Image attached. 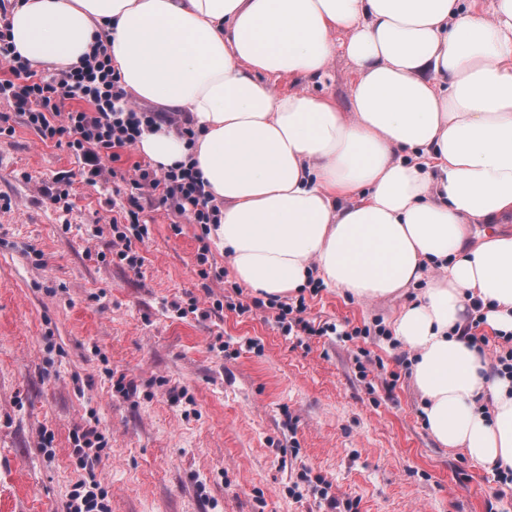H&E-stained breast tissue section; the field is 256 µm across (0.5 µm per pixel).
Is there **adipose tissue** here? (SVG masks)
<instances>
[{
    "label": "adipose tissue",
    "instance_id": "1",
    "mask_svg": "<svg viewBox=\"0 0 512 512\" xmlns=\"http://www.w3.org/2000/svg\"><path fill=\"white\" fill-rule=\"evenodd\" d=\"M7 23L32 69L100 39L132 100L184 112L194 142L163 126L136 148L160 171L195 162L242 285L403 299L393 333L429 433L512 468V376L456 333L477 300L512 333V234L485 229L512 212V0H18ZM339 54L349 110L276 90Z\"/></svg>",
    "mask_w": 512,
    "mask_h": 512
}]
</instances>
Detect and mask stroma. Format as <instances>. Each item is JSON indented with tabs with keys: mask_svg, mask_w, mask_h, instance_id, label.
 Instances as JSON below:
<instances>
[{
	"mask_svg": "<svg viewBox=\"0 0 512 512\" xmlns=\"http://www.w3.org/2000/svg\"><path fill=\"white\" fill-rule=\"evenodd\" d=\"M355 79L339 55L309 89L345 110ZM78 169L22 124L0 134V512H64L91 426L109 512H512L495 467L428 432L412 354L388 333L398 300L324 287L304 317L339 334L283 335L223 249L208 253L223 280L199 276L200 226L158 201L132 244L142 266L121 263L124 185ZM59 171L76 174L66 211L39 191ZM375 325L386 335L351 333Z\"/></svg>",
	"mask_w": 512,
	"mask_h": 512,
	"instance_id": "obj_1",
	"label": "stroma"
}]
</instances>
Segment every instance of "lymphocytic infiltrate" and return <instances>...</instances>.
<instances>
[{
  "mask_svg": "<svg viewBox=\"0 0 512 512\" xmlns=\"http://www.w3.org/2000/svg\"><path fill=\"white\" fill-rule=\"evenodd\" d=\"M0 63L8 66L10 78L0 80V99L10 109L0 112V133L12 131L14 123L33 130L42 141L65 142L82 165L89 185L112 175L115 149L135 146L145 128L164 122L187 140L196 132L178 112H152L126 103L121 77L111 64L104 44H97L81 66L42 77L16 55L7 25L0 23ZM70 100L85 101L82 109L67 108ZM127 208L122 220L112 224V253L130 268L142 264L132 250V239H144L147 225L141 215L147 199L157 198L176 217L209 232L219 223L221 208L205 191L201 173L193 163L181 162L165 171L135 165L126 181Z\"/></svg>",
  "mask_w": 512,
  "mask_h": 512,
  "instance_id": "f902f5d3",
  "label": "lymphocytic infiltrate"
}]
</instances>
